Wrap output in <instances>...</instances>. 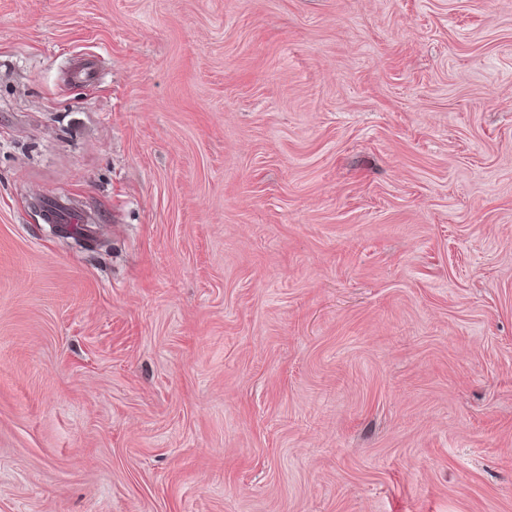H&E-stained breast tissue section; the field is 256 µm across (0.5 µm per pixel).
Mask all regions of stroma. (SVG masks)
I'll list each match as a JSON object with an SVG mask.
<instances>
[{"label": "stroma", "instance_id": "stroma-1", "mask_svg": "<svg viewBox=\"0 0 512 512\" xmlns=\"http://www.w3.org/2000/svg\"><path fill=\"white\" fill-rule=\"evenodd\" d=\"M0 512H512V0H0ZM45 214L49 224H83L84 216L68 207L63 201L54 199L45 205Z\"/></svg>", "mask_w": 512, "mask_h": 512}]
</instances>
